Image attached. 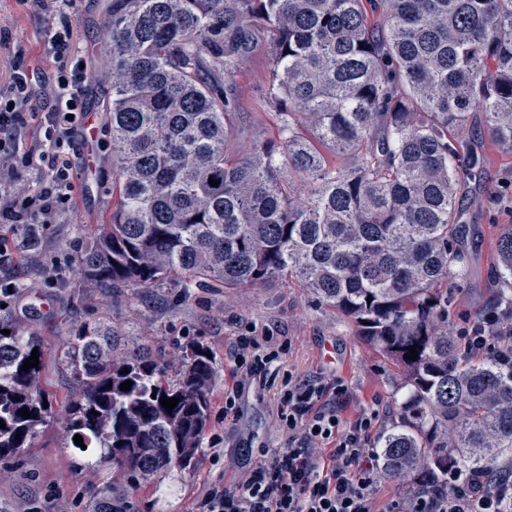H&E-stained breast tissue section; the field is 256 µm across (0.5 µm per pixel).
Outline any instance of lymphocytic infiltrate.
Here are the masks:
<instances>
[{
    "label": "lymphocytic infiltrate",
    "instance_id": "f902f5d3",
    "mask_svg": "<svg viewBox=\"0 0 512 512\" xmlns=\"http://www.w3.org/2000/svg\"><path fill=\"white\" fill-rule=\"evenodd\" d=\"M69 38L64 31L48 35L59 66L49 93L53 105L41 116L42 136H28L24 114L39 87L38 70L16 69L8 88L0 89V178L21 167L44 174L34 194L20 191L0 200L1 224H56L71 206L74 186L65 151L81 138L86 71L67 62ZM459 334L471 352L495 351L512 339V311L491 306L481 320H465ZM237 344L245 382L264 373L279 350L269 332L238 337ZM283 404L287 447L239 481L211 483L195 512H512V472L496 470L455 471L447 487L415 490L379 507L371 416L343 423L325 389L313 383L289 386Z\"/></svg>",
    "mask_w": 512,
    "mask_h": 512
}]
</instances>
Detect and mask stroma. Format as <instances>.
Instances as JSON below:
<instances>
[{"label": "stroma", "instance_id": "35a3bbf8", "mask_svg": "<svg viewBox=\"0 0 512 512\" xmlns=\"http://www.w3.org/2000/svg\"><path fill=\"white\" fill-rule=\"evenodd\" d=\"M111 7L112 0H0V36L6 40L0 47V87L9 84L21 64L54 76L57 64L45 34L52 26L70 27V54L92 74L85 102L98 130L91 149L73 160L81 176L73 205L60 223L41 229L34 249L11 236L18 261L0 270V280L15 284L16 294L4 313L41 338L42 382L60 412L77 387L58 353L67 331L82 320L110 319L130 346L149 349L173 367L189 344L209 348L218 377L196 467L170 471L132 496L136 512H192L208 482L240 480L267 451L286 447L279 414L289 384L311 380L330 390L343 385L346 392L336 399L341 418L353 419L362 410L372 413L379 437L398 416L400 380L394 366L354 336L342 315L293 284L228 290L197 286L183 295L174 288L111 293L81 287L72 261L75 240L92 237L108 223L118 200L112 189V147L104 136L112 87L101 59L102 24ZM268 71L269 59L260 47L238 62L237 149L275 133L262 106ZM460 150L477 154L481 165L476 178L460 185L468 271L453 289L450 321L456 326L462 316H477L497 302L496 241L503 225L512 224V150L498 145L479 122L462 138ZM252 327L273 333L281 348L263 378L239 387L233 378L236 339ZM230 389L236 395L229 408L224 395ZM66 442L65 428L57 421L16 460L0 461V512H83L84 500L112 473L78 469L81 457L66 449Z\"/></svg>", "mask_w": 512, "mask_h": 512}]
</instances>
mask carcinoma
<instances>
[{"label":"carcinoma","mask_w":512,"mask_h":512,"mask_svg":"<svg viewBox=\"0 0 512 512\" xmlns=\"http://www.w3.org/2000/svg\"><path fill=\"white\" fill-rule=\"evenodd\" d=\"M364 2L112 0L103 58L119 204L73 258L87 288L294 282L335 308L398 369L400 417L381 458L420 489L459 469L512 468V364L466 352L448 323L467 267L459 186L478 166L457 148L470 114L512 149V0H381L379 27ZM263 35L276 134L240 154L233 77ZM497 256L499 299L512 305L511 224ZM35 348L43 355L0 318V461L57 419L43 364L21 370ZM206 353L191 345L168 381L165 361L122 351L112 324L70 329L60 357L80 394L65 428L86 445L72 448L129 480L106 483L84 512H134L141 481L194 467L217 378ZM163 397L177 398L172 412Z\"/></svg>","instance_id":"cac0c4a2"}]
</instances>
